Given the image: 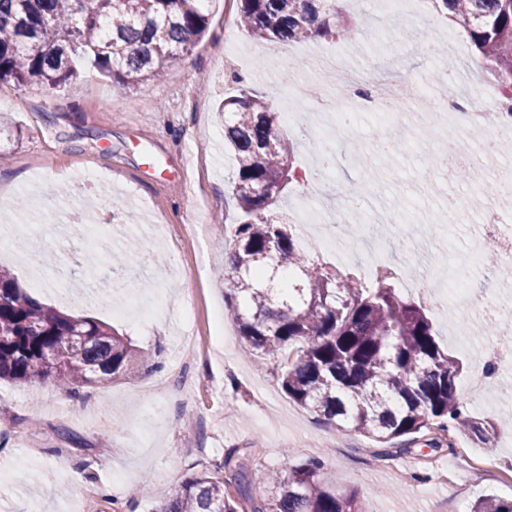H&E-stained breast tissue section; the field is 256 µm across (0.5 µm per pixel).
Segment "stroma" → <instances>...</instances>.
<instances>
[{"label":"stroma","instance_id":"1","mask_svg":"<svg viewBox=\"0 0 512 512\" xmlns=\"http://www.w3.org/2000/svg\"><path fill=\"white\" fill-rule=\"evenodd\" d=\"M237 0H208V33L193 51L171 65L159 81L123 91L86 70L71 84L50 88L0 83V188L26 193L45 188L42 208L0 210V237L12 254L0 257L26 292L62 312L96 318L132 339L155 358L156 370L136 380L104 381L73 395L53 381H0V512H155L185 476L224 463V477L241 464L285 472L311 459L343 489L356 494L363 512H431L458 483L464 508L490 495L512 499L499 478L469 481L471 460L485 452L467 433L456 447L425 441L396 454L356 432L337 431L281 388L267 364L248 356L232 320L224 322L220 355L197 359L190 374L179 371L177 344L183 333H206L207 319L224 309V255L237 219L235 170L224 151L223 98L247 88L266 95L285 112L287 87L318 81L309 58L319 51L347 65L373 70L383 81L405 85L404 112L418 111V95L442 67L465 69L471 98L497 108V88L467 34L452 28L431 0H420L398 37L390 42L311 40L283 44L248 39L225 28ZM373 116L355 115L348 131L335 134L338 165L326 174L329 197L343 206L346 192L360 198L346 223L337 225L342 246L361 232L390 239L388 211L401 214L403 231L421 243L420 221L435 215L443 229L433 245V264L480 291L504 286L495 269L471 272L466 258L473 228L484 219L476 203L485 187L512 173V151L496 153L481 182L466 184L458 170H443L445 144L461 147L448 112H440L427 142L406 141L389 160L362 162L352 141H368ZM87 173L100 187L78 192ZM74 207L87 199H111L90 241L70 223L57 201ZM135 239L145 259L129 268L112 266L111 251ZM39 240L48 264L34 287L31 269L15 250ZM300 243L319 264L341 273L372 277L391 270L399 295L417 298L423 267L404 252L376 253L373 263L341 252H318L308 236ZM442 350L462 365L456 394L469 413L489 421L512 412V373L496 382L495 394L471 395L466 381L483 366L462 338L481 324L456 311L425 307ZM81 436L84 447L61 439L58 427Z\"/></svg>","mask_w":512,"mask_h":512}]
</instances>
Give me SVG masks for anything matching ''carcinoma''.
I'll use <instances>...</instances> for the list:
<instances>
[{
    "mask_svg": "<svg viewBox=\"0 0 512 512\" xmlns=\"http://www.w3.org/2000/svg\"><path fill=\"white\" fill-rule=\"evenodd\" d=\"M203 0H0V82L58 88L89 64L121 90L162 77L208 30ZM447 10L490 63L501 101L512 103V0H431ZM237 24L255 41L356 40L360 24H336V0H239ZM224 139L234 157L233 198L241 214L225 268L226 309L249 354L274 362L281 387L310 413L405 450L437 429L468 432L488 447L511 425L470 415L456 398L460 362L444 353L423 308L399 296L380 272L367 286L311 262L292 225L271 206L297 180L293 143L269 100L248 89L224 99ZM287 266L296 277L271 283ZM150 358L101 322L61 312L0 270V379H51L77 394L103 380L136 378ZM216 472L195 473L159 512H361L356 495L324 478L319 459L288 475L257 466L235 476L229 494ZM267 498L257 504L253 487ZM472 512H512L494 496Z\"/></svg>",
    "mask_w": 512,
    "mask_h": 512,
    "instance_id": "cac0c4a2",
    "label": "carcinoma"
}]
</instances>
